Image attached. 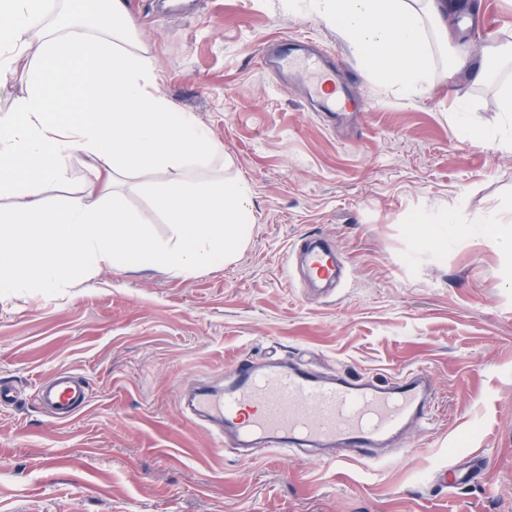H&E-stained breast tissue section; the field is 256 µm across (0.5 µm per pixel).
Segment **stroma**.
I'll return each instance as SVG.
<instances>
[{
    "label": "stroma",
    "mask_w": 512,
    "mask_h": 512,
    "mask_svg": "<svg viewBox=\"0 0 512 512\" xmlns=\"http://www.w3.org/2000/svg\"><path fill=\"white\" fill-rule=\"evenodd\" d=\"M448 37L431 41L425 81L406 93L373 76L312 0H128L135 46L157 91L209 128L252 189L246 248L185 278L101 268L67 288H18L0 299V512H512V249L489 223L512 225V151L464 140L475 122L502 129L512 89V0H447ZM491 43L473 72L447 56L473 28ZM315 39L362 105L340 128L300 84L258 64L277 36ZM466 94L448 96L449 81ZM121 188L157 240L171 227L146 187ZM459 223L441 246L413 224ZM334 247L341 276L314 287L306 242ZM274 357L318 377L384 384L429 380L427 428L330 463L263 447L242 459L187 401L221 390L240 359ZM88 381L87 406L63 422L43 409L40 379ZM482 463L448 486L440 472Z\"/></svg>",
    "instance_id": "stroma-1"
}]
</instances>
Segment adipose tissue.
I'll return each instance as SVG.
<instances>
[{
	"label": "adipose tissue",
	"mask_w": 512,
	"mask_h": 512,
	"mask_svg": "<svg viewBox=\"0 0 512 512\" xmlns=\"http://www.w3.org/2000/svg\"><path fill=\"white\" fill-rule=\"evenodd\" d=\"M41 0H0V87L27 52L36 64L12 112L0 115V194L22 198L0 213V297L18 288H65L102 267L160 268L191 276L233 260L249 238L251 189L241 179L198 181L221 159L193 113L157 94L146 51L125 46V0H104L94 21ZM371 73L411 90L426 72L430 38L445 35L444 0H314ZM89 176L81 195L57 203L70 157ZM146 169L167 175L149 192L173 232L154 239L114 186Z\"/></svg>",
	"instance_id": "obj_1"
}]
</instances>
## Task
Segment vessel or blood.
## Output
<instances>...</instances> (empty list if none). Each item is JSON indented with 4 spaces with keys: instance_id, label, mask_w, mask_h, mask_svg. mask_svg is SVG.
Returning <instances> with one entry per match:
<instances>
[{
    "instance_id": "vessel-or-blood-1",
    "label": "vessel or blood",
    "mask_w": 512,
    "mask_h": 512,
    "mask_svg": "<svg viewBox=\"0 0 512 512\" xmlns=\"http://www.w3.org/2000/svg\"><path fill=\"white\" fill-rule=\"evenodd\" d=\"M271 64L282 77H301L313 90L333 71L321 53L298 38L280 40ZM306 260L322 280L335 281L336 258L331 252L314 247ZM35 393L46 411L66 421L89 399L86 382L69 372L53 373ZM428 408L417 373L381 388L349 378L323 380L285 362L257 364L248 359L239 362L224 393L203 390L191 401L194 416L227 425L240 442L258 441L282 454L290 446L318 441L367 449L398 436L410 424L427 422Z\"/></svg>"
}]
</instances>
